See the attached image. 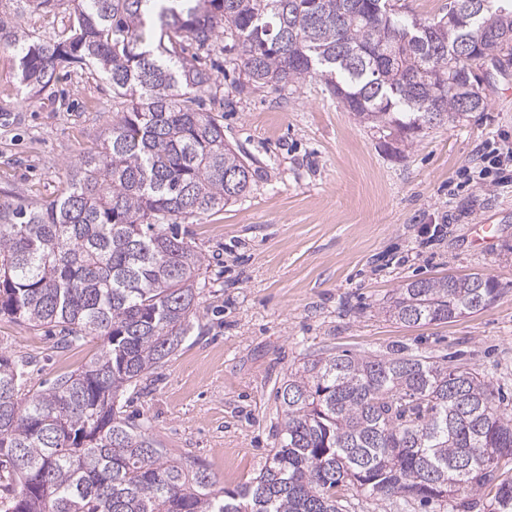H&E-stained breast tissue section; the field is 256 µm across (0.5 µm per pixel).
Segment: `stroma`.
<instances>
[{"label": "stroma", "instance_id": "obj_1", "mask_svg": "<svg viewBox=\"0 0 512 512\" xmlns=\"http://www.w3.org/2000/svg\"><path fill=\"white\" fill-rule=\"evenodd\" d=\"M219 82L199 100L224 138L253 161L246 197L186 220L209 280L200 318L130 394L127 414L148 420L164 447L205 460L224 489L247 482L279 441L277 387L316 354L422 355L488 375L512 417V185H461L492 141L512 142V62L475 68L488 107L423 130L398 147L360 121L320 82L255 88L234 53L201 54ZM0 48V193L53 198L69 167L103 137L116 111L108 83L62 71L54 90L25 101ZM495 224L493 243L477 226ZM492 277L488 308L448 322L408 325L384 303L418 278ZM97 337L62 344L58 333L0 317V353L32 357L26 386L37 391L84 367ZM347 512H464L459 500L420 503L346 492Z\"/></svg>", "mask_w": 512, "mask_h": 512}]
</instances>
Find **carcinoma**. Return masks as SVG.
I'll list each match as a JSON object with an SVG mask.
<instances>
[{
	"mask_svg": "<svg viewBox=\"0 0 512 512\" xmlns=\"http://www.w3.org/2000/svg\"><path fill=\"white\" fill-rule=\"evenodd\" d=\"M227 35L247 83L320 78L349 112L400 140L487 103L473 75L512 60V0H450L435 19L396 0H74L55 38L34 37L0 0V46L29 95L78 66L112 87L120 116L51 200L0 197V316L103 348L46 389L29 357L0 355V512H343L337 493L445 500L495 489L512 512V417L475 368L419 355L304 360L277 391L280 446L233 491L175 454L121 398L193 329L204 257L178 220L245 197L252 162L194 108L216 81L183 56ZM474 273L404 283L382 307L409 325L487 308Z\"/></svg>",
	"mask_w": 512,
	"mask_h": 512,
	"instance_id": "obj_1",
	"label": "carcinoma"
}]
</instances>
